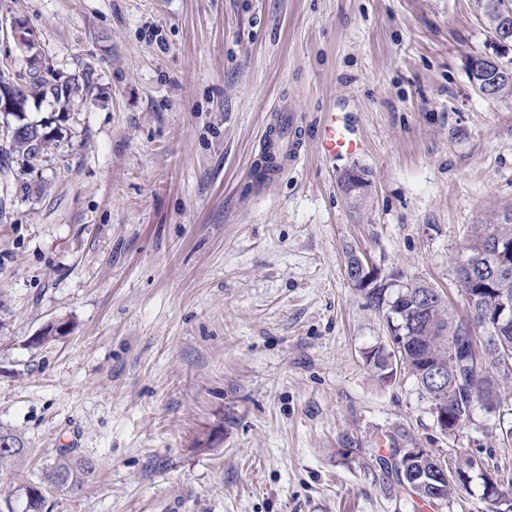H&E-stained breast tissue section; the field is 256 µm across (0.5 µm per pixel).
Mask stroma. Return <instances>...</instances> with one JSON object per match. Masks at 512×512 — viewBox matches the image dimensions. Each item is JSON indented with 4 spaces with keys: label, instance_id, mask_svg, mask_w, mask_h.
Here are the masks:
<instances>
[{
    "label": "stroma",
    "instance_id": "1",
    "mask_svg": "<svg viewBox=\"0 0 512 512\" xmlns=\"http://www.w3.org/2000/svg\"><path fill=\"white\" fill-rule=\"evenodd\" d=\"M1 19L56 75L95 72L0 215V426L25 477L61 448L100 462L45 512H418L378 466L387 434L512 478V379L442 432L413 377L367 364L386 324L345 276L353 248L469 315L461 248L512 208V97L465 69L490 42L479 0H0ZM282 106L305 159L258 183ZM329 112L363 153L320 155Z\"/></svg>",
    "mask_w": 512,
    "mask_h": 512
}]
</instances>
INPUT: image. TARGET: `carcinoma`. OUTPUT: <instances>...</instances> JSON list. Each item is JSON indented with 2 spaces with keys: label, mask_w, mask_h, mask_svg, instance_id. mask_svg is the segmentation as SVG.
Here are the masks:
<instances>
[{
  "label": "carcinoma",
  "mask_w": 512,
  "mask_h": 512,
  "mask_svg": "<svg viewBox=\"0 0 512 512\" xmlns=\"http://www.w3.org/2000/svg\"><path fill=\"white\" fill-rule=\"evenodd\" d=\"M93 81L94 72L90 68L82 69L63 83L55 79L47 67L36 73L14 76L8 69L0 71V82L13 86L20 103L14 112H0V125L28 129L27 133L10 136L0 143L1 176L10 182L19 181V176L47 162L49 154L57 149L60 142L59 137L47 133L38 122L28 120L29 102L50 98L58 105L59 112L66 116L81 110ZM498 239L512 240V211L504 214L500 222L476 225L462 250L476 258ZM457 281L470 313L476 319L480 320L495 310L496 281L475 283L461 269L457 272ZM359 292L367 307L385 316L389 330L406 336L403 347L397 349V356L403 363V369L416 379L419 388L429 398L434 415L448 414L461 430L472 421L477 406L481 405L488 411L497 406L498 377H512V369L498 366L482 346L469 353L468 367H460L455 359L454 346L457 337L466 333V322L455 319L435 289L425 282L405 283L390 275L379 278L378 283L370 288H361ZM427 292L432 293L434 301L420 314L416 311L417 301ZM430 361L439 364L443 370L442 379L432 384L419 379ZM386 440L390 448L387 449L388 455L379 457L381 467L396 486L418 500L438 505L447 503L476 476L482 480L484 499L494 506L491 512H498L496 507L499 505L503 512H512V480L502 484L479 458H457L454 469L462 483H444L436 493V486L432 484V468L437 461L435 452L427 449V453L413 465L415 476L412 477L399 472L397 457L403 451L401 445L391 435L386 436ZM27 451V443L20 435L0 426L1 474L16 471ZM97 469L98 463L91 457L75 455L68 450L59 452L40 481H26L19 485L24 504L22 512H43L46 493L50 490L71 495L82 492Z\"/></svg>",
  "instance_id": "carcinoma-1"
}]
</instances>
